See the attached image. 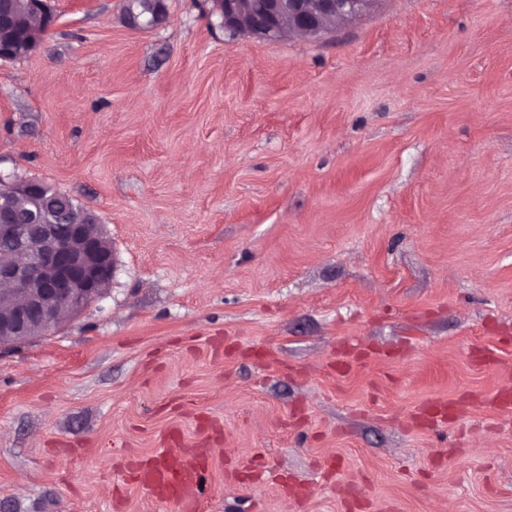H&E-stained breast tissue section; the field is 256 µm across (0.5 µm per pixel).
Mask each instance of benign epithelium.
<instances>
[{
  "instance_id": "1",
  "label": "benign epithelium",
  "mask_w": 512,
  "mask_h": 512,
  "mask_svg": "<svg viewBox=\"0 0 512 512\" xmlns=\"http://www.w3.org/2000/svg\"><path fill=\"white\" fill-rule=\"evenodd\" d=\"M377 0H214L227 30L259 41L286 34L316 37L333 29L329 21L352 23ZM12 0H0V58L17 56L7 18ZM166 17L164 0H130L127 23L151 28ZM25 196L22 212L11 196ZM114 256L91 212L69 216L32 181L0 176V347L45 335L59 325L62 310L78 314L100 299L112 283Z\"/></svg>"
}]
</instances>
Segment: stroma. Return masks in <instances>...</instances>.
<instances>
[{
	"mask_svg": "<svg viewBox=\"0 0 512 512\" xmlns=\"http://www.w3.org/2000/svg\"><path fill=\"white\" fill-rule=\"evenodd\" d=\"M124 4L0 60V171L115 260L0 351V512H180L131 477L161 448L205 449L200 512H512V0L269 42ZM126 10L127 23L134 28H151L159 25L166 17L164 0H130Z\"/></svg>",
	"mask_w": 512,
	"mask_h": 512,
	"instance_id": "obj_1",
	"label": "stroma"
}]
</instances>
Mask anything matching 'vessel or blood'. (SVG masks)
<instances>
[{
	"mask_svg": "<svg viewBox=\"0 0 512 512\" xmlns=\"http://www.w3.org/2000/svg\"><path fill=\"white\" fill-rule=\"evenodd\" d=\"M204 451L194 448L183 456L160 453L155 462L141 466L136 472L140 488L158 501L174 500L183 512H197L205 488V471L200 465Z\"/></svg>",
	"mask_w": 512,
	"mask_h": 512,
	"instance_id": "b4317fda",
	"label": "vessel or blood"
}]
</instances>
